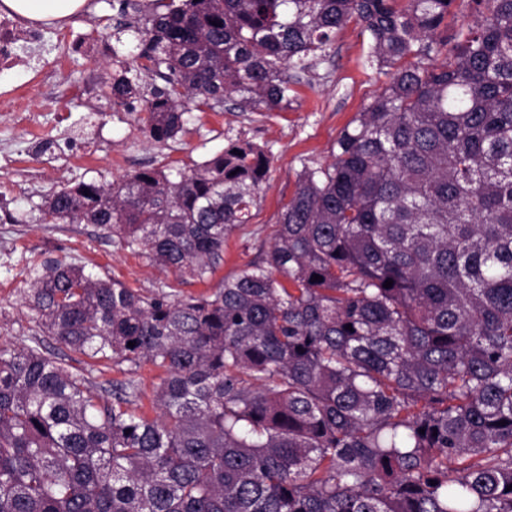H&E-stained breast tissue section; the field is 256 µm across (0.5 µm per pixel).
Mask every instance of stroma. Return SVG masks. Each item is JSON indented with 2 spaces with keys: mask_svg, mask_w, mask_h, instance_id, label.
Listing matches in <instances>:
<instances>
[{
  "mask_svg": "<svg viewBox=\"0 0 512 512\" xmlns=\"http://www.w3.org/2000/svg\"><path fill=\"white\" fill-rule=\"evenodd\" d=\"M148 0H85L65 19L54 22L61 60L49 70L44 94L25 117L8 102L22 84L23 72L0 82V345L22 347L42 340L39 316L25 302L32 257L62 259L148 294L169 286L196 295L262 261L273 243L284 205L293 197L303 167L333 160L341 130L379 92L383 78L366 62L368 37L357 19L337 32L329 57L294 83L287 108L273 112H193L180 140L158 143L141 130L140 112L102 95L119 69L115 59L92 55L97 44H113L119 18H142ZM260 146L268 160L249 224L224 240V260L207 282L181 279L154 268L135 251L102 237L91 224H47L41 208L47 194L81 181L117 182L143 169L184 171L201 164L232 142ZM72 367L104 399L128 378L126 365L98 362L70 352Z\"/></svg>",
  "mask_w": 512,
  "mask_h": 512,
  "instance_id": "stroma-1",
  "label": "stroma"
}]
</instances>
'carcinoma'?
Here are the masks:
<instances>
[{
    "instance_id": "1",
    "label": "carcinoma",
    "mask_w": 512,
    "mask_h": 512,
    "mask_svg": "<svg viewBox=\"0 0 512 512\" xmlns=\"http://www.w3.org/2000/svg\"><path fill=\"white\" fill-rule=\"evenodd\" d=\"M454 3L156 0L117 23L112 56L126 32L139 52L106 96L158 143L221 97L288 106L353 16L386 82L301 171L266 259L211 292L29 261L41 331L130 377L109 403L41 345L0 347V512H512V0H468L448 39ZM267 164L231 143L63 186L44 218L204 281ZM144 363L154 419L127 408Z\"/></svg>"
}]
</instances>
